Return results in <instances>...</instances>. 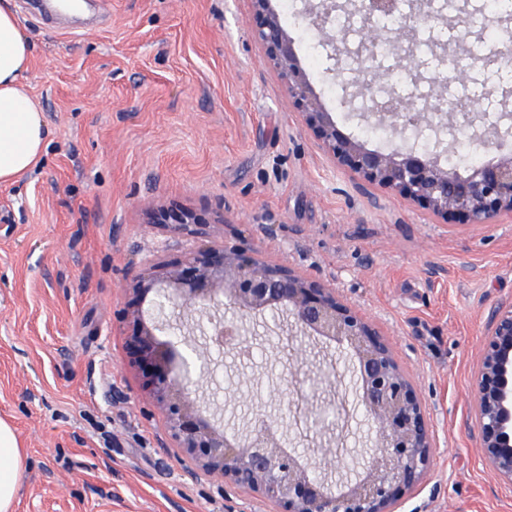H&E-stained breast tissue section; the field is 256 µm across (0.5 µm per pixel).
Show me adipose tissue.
Wrapping results in <instances>:
<instances>
[{"label": "adipose tissue", "mask_w": 512, "mask_h": 512, "mask_svg": "<svg viewBox=\"0 0 512 512\" xmlns=\"http://www.w3.org/2000/svg\"><path fill=\"white\" fill-rule=\"evenodd\" d=\"M32 53L13 0H0V186L33 170L46 149V118L26 83ZM24 466L16 433L0 418V512H11Z\"/></svg>", "instance_id": "obj_1"}]
</instances>
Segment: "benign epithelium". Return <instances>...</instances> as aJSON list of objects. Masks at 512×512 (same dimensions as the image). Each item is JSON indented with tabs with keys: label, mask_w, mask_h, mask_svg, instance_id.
<instances>
[{
	"label": "benign epithelium",
	"mask_w": 512,
	"mask_h": 512,
	"mask_svg": "<svg viewBox=\"0 0 512 512\" xmlns=\"http://www.w3.org/2000/svg\"><path fill=\"white\" fill-rule=\"evenodd\" d=\"M431 5L432 0H415L412 10L403 13L398 0H358L362 42L356 57L362 58L368 44L383 40L414 57L418 28L443 19ZM391 17L399 19L396 28L378 25V20ZM250 24L303 125L339 167L448 224H482L512 215L511 153L499 154L461 176L442 166L439 158L413 149H369L341 131L331 113L323 110L270 0H253ZM360 75L362 94L374 100L376 109L390 113L392 102H378L374 95L385 76L371 68ZM171 228L194 238L210 234L209 226L190 213L176 216ZM151 292L153 302H164L175 329L196 305L231 310L229 318L210 319L207 335L218 347L243 346V320L283 310L290 318L289 335L346 350L356 402L364 407L373 432L366 462L331 490V482L316 476L326 466L324 455L285 451L284 420L260 412L248 434H227L192 398L191 377L208 372V363L186 339L181 351L159 340L156 331L163 322L145 317L141 302ZM133 293L134 300L121 311V318L133 324L125 342L128 362L141 371L146 399L164 417L174 447L224 485L260 496L272 512H400L429 472L435 435L414 383L375 323L342 301L335 289L287 266L258 259L240 240L200 248L180 263L155 269L140 277ZM473 389L477 451L499 479L512 486V300L491 310ZM326 467L342 472L344 459L336 456Z\"/></svg>",
	"instance_id": "1"
}]
</instances>
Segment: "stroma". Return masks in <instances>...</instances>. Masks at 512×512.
I'll list each match as a JSON object with an SVG mask.
<instances>
[{
    "label": "stroma",
    "instance_id": "obj_1",
    "mask_svg": "<svg viewBox=\"0 0 512 512\" xmlns=\"http://www.w3.org/2000/svg\"><path fill=\"white\" fill-rule=\"evenodd\" d=\"M317 0H273L300 63L344 132L389 150L359 75L310 19ZM33 46L30 91L49 128L42 163L0 186V418L26 452L14 512H268L195 468L127 361L120 310L157 263L244 236L257 256L335 288L385 334L436 435L430 475L403 512H512L477 451L472 381L490 312L512 298V216L448 224L339 168L303 127L278 71L251 34V0H86L77 17L16 0ZM471 59L470 89H420L467 104L486 124L512 120V80ZM421 123L406 144L447 160L477 147ZM205 218V239L172 238L152 207ZM278 315L258 319L251 351L209 349L207 413L287 414L269 397L335 348L287 341ZM124 394L114 403L113 393Z\"/></svg>",
    "mask_w": 512,
    "mask_h": 512
}]
</instances>
